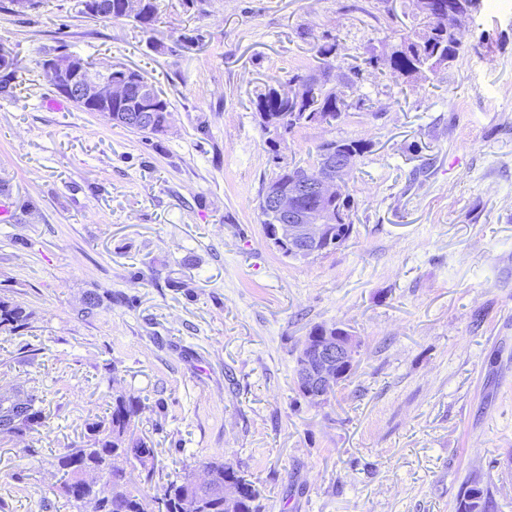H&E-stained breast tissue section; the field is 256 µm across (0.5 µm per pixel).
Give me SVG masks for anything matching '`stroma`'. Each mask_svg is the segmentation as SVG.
Here are the masks:
<instances>
[{
    "label": "stroma",
    "instance_id": "35a3bbf8",
    "mask_svg": "<svg viewBox=\"0 0 512 512\" xmlns=\"http://www.w3.org/2000/svg\"><path fill=\"white\" fill-rule=\"evenodd\" d=\"M414 0H160L159 53L77 0L0 8L18 59L0 94V395L36 388L45 422L0 434V512H72L57 457L114 397L139 396L156 448L135 482L161 495L221 458L263 512H455L464 484L512 512V0H485L454 66L404 81L367 67ZM371 107L270 147L253 106L318 70ZM141 71L172 103L158 139L61 101L43 59ZM370 149L347 177L353 232L311 260L265 238L262 181L323 142ZM100 305L88 309L90 298ZM349 331L348 377L321 405L295 384L315 325ZM32 313L18 303L0 301V331L18 332L27 328ZM232 475L245 486L243 496L240 501L239 512H261V492L256 484L252 480L248 479L247 476L239 469H237Z\"/></svg>",
    "mask_w": 512,
    "mask_h": 512
}]
</instances>
